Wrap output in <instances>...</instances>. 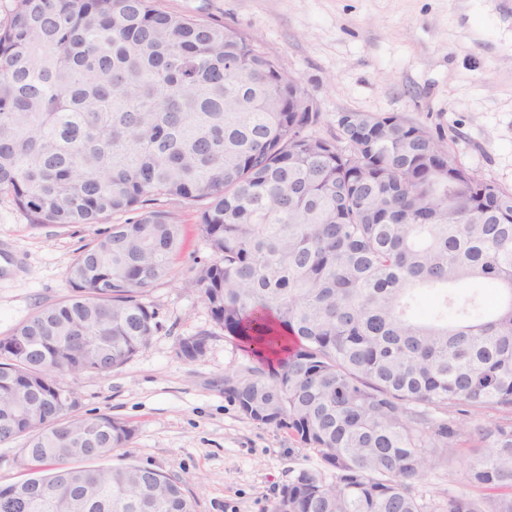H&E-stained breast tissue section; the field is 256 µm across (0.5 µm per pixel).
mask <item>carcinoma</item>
Segmentation results:
<instances>
[{
  "label": "carcinoma",
  "mask_w": 512,
  "mask_h": 512,
  "mask_svg": "<svg viewBox=\"0 0 512 512\" xmlns=\"http://www.w3.org/2000/svg\"><path fill=\"white\" fill-rule=\"evenodd\" d=\"M0 24V194L34 225L106 224L170 198L202 205L213 259L193 283L258 365L224 378L247 418L288 429L331 471L302 469L288 512H425L415 481L446 460L457 406L481 416L479 496L442 512H512V189L397 114L342 112L309 132L305 92L245 34L153 0H14ZM180 228L166 210L111 223L66 270L71 294L0 336V445L27 477L0 512H195L182 483L107 460L134 429L76 415L68 373L107 376L157 329L146 288ZM500 299L489 305L487 288ZM208 335L179 342L189 361ZM33 389L29 420L17 416Z\"/></svg>",
  "instance_id": "1"
}]
</instances>
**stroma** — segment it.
<instances>
[{"instance_id": "35a3bbf8", "label": "stroma", "mask_w": 512, "mask_h": 512, "mask_svg": "<svg viewBox=\"0 0 512 512\" xmlns=\"http://www.w3.org/2000/svg\"><path fill=\"white\" fill-rule=\"evenodd\" d=\"M158 7L215 20L251 37L301 80L329 135L343 112L394 113L442 135L464 167L512 188V0H156ZM166 210L180 246L146 303L158 329L150 345L109 376H64L79 414H107L134 428L114 463H135L183 483L196 512H273L281 489L317 454L285 429L246 419L224 394V378L254 361L217 327L190 280L212 254L200 211L180 199ZM98 224L32 225L0 195V336L40 307L66 298V270ZM208 332L203 357L179 354L182 338ZM452 461L432 462L416 483L420 503L468 492V461L481 444L468 417Z\"/></svg>"}]
</instances>
